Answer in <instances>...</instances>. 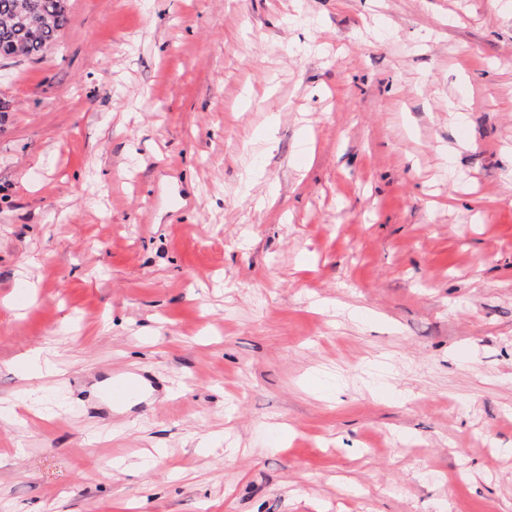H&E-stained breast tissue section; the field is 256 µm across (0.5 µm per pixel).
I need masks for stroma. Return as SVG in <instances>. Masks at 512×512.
I'll use <instances>...</instances> for the list:
<instances>
[{"label": "stroma", "instance_id": "obj_1", "mask_svg": "<svg viewBox=\"0 0 512 512\" xmlns=\"http://www.w3.org/2000/svg\"><path fill=\"white\" fill-rule=\"evenodd\" d=\"M70 12L0 60V512H512V0ZM27 359L35 366V371L27 378L28 380L40 379L44 376L55 375L58 373L53 353L51 351H38L28 355ZM141 390L142 385L135 378L117 376L108 380L102 390V397L112 405L120 406L136 396Z\"/></svg>", "mask_w": 512, "mask_h": 512}]
</instances>
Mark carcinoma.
<instances>
[{"label": "carcinoma", "instance_id": "cac0c4a2", "mask_svg": "<svg viewBox=\"0 0 512 512\" xmlns=\"http://www.w3.org/2000/svg\"><path fill=\"white\" fill-rule=\"evenodd\" d=\"M69 20V0H0V58L43 56Z\"/></svg>", "mask_w": 512, "mask_h": 512}]
</instances>
